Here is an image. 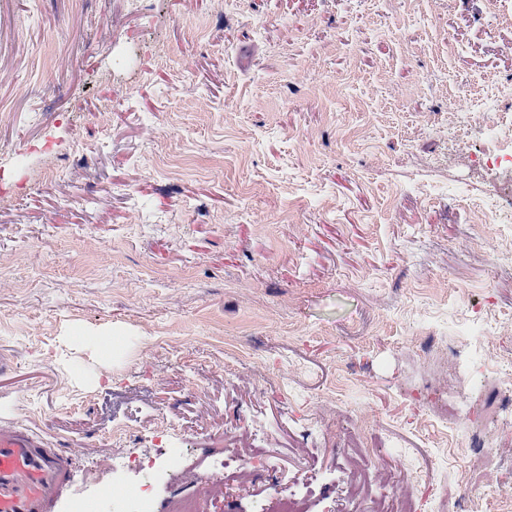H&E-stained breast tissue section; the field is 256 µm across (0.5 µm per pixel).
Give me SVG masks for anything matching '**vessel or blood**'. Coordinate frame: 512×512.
<instances>
[{
  "instance_id": "vessel-or-blood-1",
  "label": "vessel or blood",
  "mask_w": 512,
  "mask_h": 512,
  "mask_svg": "<svg viewBox=\"0 0 512 512\" xmlns=\"http://www.w3.org/2000/svg\"><path fill=\"white\" fill-rule=\"evenodd\" d=\"M76 454L0 419V512H53L70 485Z\"/></svg>"
}]
</instances>
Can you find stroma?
<instances>
[{
  "mask_svg": "<svg viewBox=\"0 0 512 512\" xmlns=\"http://www.w3.org/2000/svg\"><path fill=\"white\" fill-rule=\"evenodd\" d=\"M511 82L512 0H0V419L79 449L58 512H163L186 459L204 512H332L353 456L412 512H512L477 498L512 492L503 370L470 372L489 322L512 353V182L448 155L458 86L507 140Z\"/></svg>",
  "mask_w": 512,
  "mask_h": 512,
  "instance_id": "1",
  "label": "stroma"
}]
</instances>
